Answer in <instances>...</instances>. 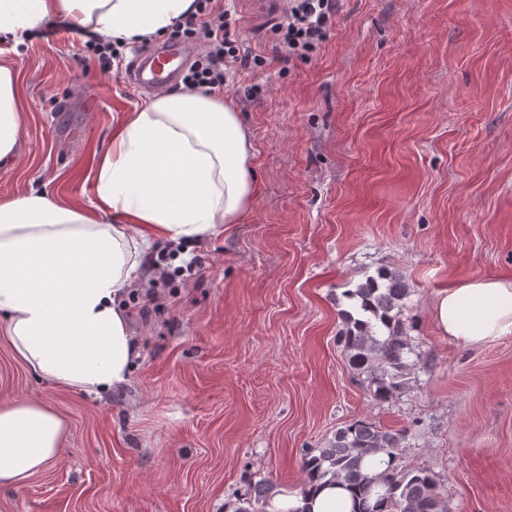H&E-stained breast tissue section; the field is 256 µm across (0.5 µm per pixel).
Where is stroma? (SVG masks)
<instances>
[{
    "label": "stroma",
    "instance_id": "35a3bbf8",
    "mask_svg": "<svg viewBox=\"0 0 512 512\" xmlns=\"http://www.w3.org/2000/svg\"><path fill=\"white\" fill-rule=\"evenodd\" d=\"M219 3L264 59L224 89L256 197L224 233L154 244L174 275L149 316L141 292L123 300L140 356L121 390L62 389L0 335V405L35 397L67 423L53 464L0 487V512H229L253 481L299 489L305 453L357 418L406 430L405 464L437 476L448 512H512V332L464 342L433 316L450 288L512 278V0H340L307 59L277 47L288 0ZM169 41L122 46L108 75L57 25L0 46L22 114L0 202L35 189L92 210L113 128L150 99L121 71ZM380 268L411 289L417 354L386 403L337 344L345 291Z\"/></svg>",
    "mask_w": 512,
    "mask_h": 512
}]
</instances>
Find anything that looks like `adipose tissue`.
<instances>
[{
	"mask_svg": "<svg viewBox=\"0 0 512 512\" xmlns=\"http://www.w3.org/2000/svg\"><path fill=\"white\" fill-rule=\"evenodd\" d=\"M196 0H0V43L20 45L55 21L133 44L196 13ZM17 76L0 64V160L19 153ZM254 146L218 95L152 98L113 130L97 170L93 211L32 191L0 203V333L32 370L99 393L125 384L137 346L121 305L158 239L200 240L251 206ZM445 335L478 342L512 331V278L478 277L434 306ZM65 420L24 397L0 406V486L25 483L58 457Z\"/></svg>",
	"mask_w": 512,
	"mask_h": 512,
	"instance_id": "1",
	"label": "adipose tissue"
}]
</instances>
